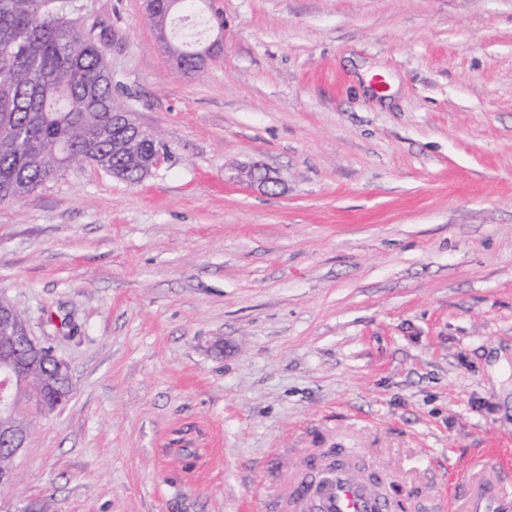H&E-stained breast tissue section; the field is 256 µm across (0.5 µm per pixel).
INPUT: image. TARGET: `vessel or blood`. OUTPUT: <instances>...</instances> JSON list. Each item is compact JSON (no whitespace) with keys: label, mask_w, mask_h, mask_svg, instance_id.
I'll use <instances>...</instances> for the list:
<instances>
[{"label":"vessel or blood","mask_w":512,"mask_h":512,"mask_svg":"<svg viewBox=\"0 0 512 512\" xmlns=\"http://www.w3.org/2000/svg\"><path fill=\"white\" fill-rule=\"evenodd\" d=\"M351 451L339 448L330 467L307 464L300 478L289 479L286 497L270 500L271 512H394L402 486L392 480L391 491L380 495L347 464ZM457 488L448 501L417 497L415 512H512V468L494 463L490 451L455 463Z\"/></svg>","instance_id":"obj_1"}]
</instances>
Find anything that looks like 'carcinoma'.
Listing matches in <instances>:
<instances>
[{"label": "carcinoma", "instance_id": "1", "mask_svg": "<svg viewBox=\"0 0 512 512\" xmlns=\"http://www.w3.org/2000/svg\"><path fill=\"white\" fill-rule=\"evenodd\" d=\"M72 0H0V203L32 196L73 161H88L136 183L159 151L154 135L112 133V113L126 112L105 48L72 18ZM152 17L178 22L184 57L203 44L205 28L191 10L162 0ZM57 371L52 358L18 376L17 398L43 388ZM70 379L59 374L47 407L66 400Z\"/></svg>", "mask_w": 512, "mask_h": 512}]
</instances>
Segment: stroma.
<instances>
[{
    "instance_id": "obj_1",
    "label": "stroma",
    "mask_w": 512,
    "mask_h": 512,
    "mask_svg": "<svg viewBox=\"0 0 512 512\" xmlns=\"http://www.w3.org/2000/svg\"><path fill=\"white\" fill-rule=\"evenodd\" d=\"M213 3L186 76L143 0H76L167 151L0 204V299L71 377L0 512H264L279 448L414 484L512 448V0Z\"/></svg>"
}]
</instances>
